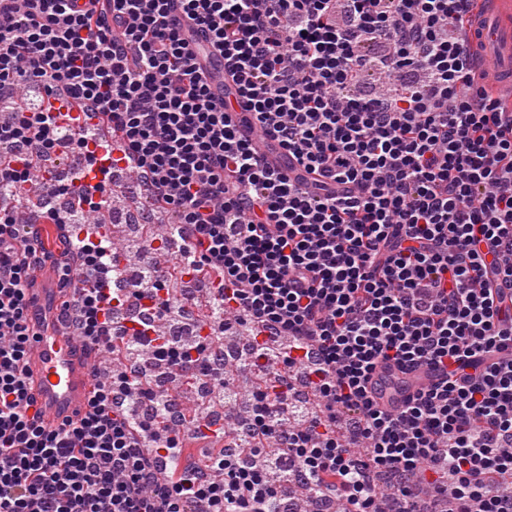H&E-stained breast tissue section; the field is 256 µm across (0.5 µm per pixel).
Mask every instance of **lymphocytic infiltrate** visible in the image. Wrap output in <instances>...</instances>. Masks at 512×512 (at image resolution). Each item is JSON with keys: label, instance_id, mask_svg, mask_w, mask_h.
Segmentation results:
<instances>
[{"label": "lymphocytic infiltrate", "instance_id": "lymphocytic-infiltrate-1", "mask_svg": "<svg viewBox=\"0 0 512 512\" xmlns=\"http://www.w3.org/2000/svg\"><path fill=\"white\" fill-rule=\"evenodd\" d=\"M472 0H0V198L21 195L60 143L98 167L69 186L65 224L85 282L61 321L89 341L112 303L138 330L86 412L51 427L25 381L38 332L41 232L0 205V512H285L282 484L338 498L344 512H512V112L475 81L463 18ZM181 13L224 56L254 125L297 164L270 166L236 130L173 21ZM385 52L364 53L367 44ZM377 72L397 86L351 92ZM82 113L83 137L63 131ZM112 147L170 211L180 278L214 290L208 334L176 343L156 321L182 297L151 253L124 279L107 233L84 232L112 190ZM249 326L239 367L259 369L235 455L161 477L185 435L181 413L121 356L140 350L183 380L233 384L219 334ZM427 366L428 388L394 410L371 389L388 366Z\"/></svg>", "mask_w": 512, "mask_h": 512}]
</instances>
